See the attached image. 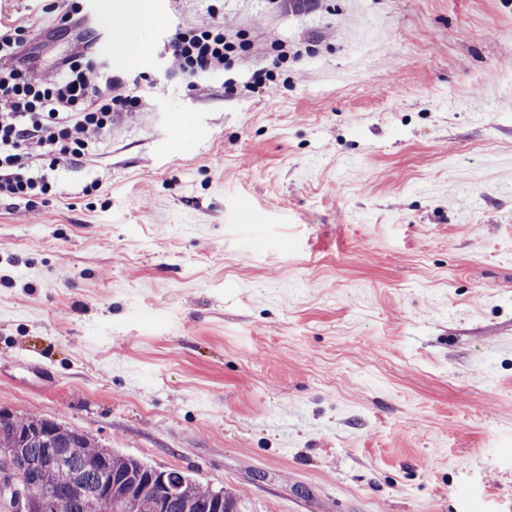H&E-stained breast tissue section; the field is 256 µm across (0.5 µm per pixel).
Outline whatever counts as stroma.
<instances>
[{"label": "stroma", "mask_w": 512, "mask_h": 512, "mask_svg": "<svg viewBox=\"0 0 512 512\" xmlns=\"http://www.w3.org/2000/svg\"><path fill=\"white\" fill-rule=\"evenodd\" d=\"M169 2L137 62L96 56L143 106L0 201V411L239 512H512V0ZM106 3L0 16L48 22L52 69ZM214 16L248 53L173 72L172 29ZM274 35L302 55L272 99Z\"/></svg>", "instance_id": "stroma-1"}]
</instances>
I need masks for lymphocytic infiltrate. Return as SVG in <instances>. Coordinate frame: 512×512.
Listing matches in <instances>:
<instances>
[{"label": "lymphocytic infiltrate", "mask_w": 512, "mask_h": 512, "mask_svg": "<svg viewBox=\"0 0 512 512\" xmlns=\"http://www.w3.org/2000/svg\"><path fill=\"white\" fill-rule=\"evenodd\" d=\"M28 34L22 21L0 23V199L49 195L48 171L90 155L118 114L142 102L125 78L100 75L91 44L47 71L24 55ZM235 50L215 22L175 27L166 54L192 77L229 67Z\"/></svg>", "instance_id": "1"}]
</instances>
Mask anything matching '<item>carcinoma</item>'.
Here are the masks:
<instances>
[{
  "label": "carcinoma",
  "instance_id": "1",
  "mask_svg": "<svg viewBox=\"0 0 512 512\" xmlns=\"http://www.w3.org/2000/svg\"><path fill=\"white\" fill-rule=\"evenodd\" d=\"M11 448L26 449L28 459L34 463L24 485L31 501L51 491L65 495L62 512H150L144 508L143 499L127 486L147 478L154 467L98 445L84 431L37 415L15 417L6 413L0 415V456ZM47 448L67 449L66 466H40ZM103 478L112 484V495L93 500L83 496ZM176 480L179 491L167 500L166 512H206L218 503L223 505L222 512H238L235 498L224 490L204 488L181 472L176 473Z\"/></svg>",
  "mask_w": 512,
  "mask_h": 512
}]
</instances>
